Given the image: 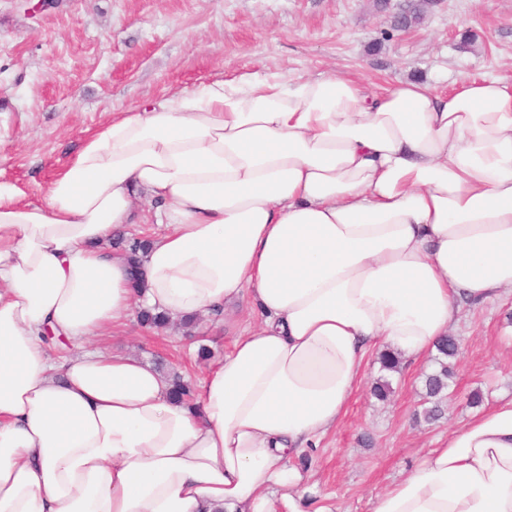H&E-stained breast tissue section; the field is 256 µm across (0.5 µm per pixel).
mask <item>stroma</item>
Instances as JSON below:
<instances>
[{"mask_svg": "<svg viewBox=\"0 0 512 512\" xmlns=\"http://www.w3.org/2000/svg\"><path fill=\"white\" fill-rule=\"evenodd\" d=\"M406 0H54L30 14L0 0V181L40 203L55 175L109 113L240 74L293 80L343 76L368 89L421 81L452 89L464 77L512 81V0H431L419 23L395 28ZM463 342L452 362L445 413L422 415L424 360L392 377L393 393L372 394L375 356L347 414L320 441L310 464L289 461L306 478L311 512H370L371 499L411 472L450 429L483 405L512 398V298L463 307ZM232 341L200 318L194 332L176 323L93 340L109 354L161 358L190 381ZM211 351L198 358L199 347Z\"/></svg>", "mask_w": 512, "mask_h": 512, "instance_id": "stroma-1", "label": "stroma"}]
</instances>
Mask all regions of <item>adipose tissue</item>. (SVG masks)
I'll return each mask as SVG.
<instances>
[{
  "mask_svg": "<svg viewBox=\"0 0 512 512\" xmlns=\"http://www.w3.org/2000/svg\"><path fill=\"white\" fill-rule=\"evenodd\" d=\"M149 223L136 292L108 243ZM510 295L503 78L370 91L242 74L115 113L43 203L0 182V512H305L286 459L341 424L371 350L418 362L462 306ZM245 296L259 322L230 323L190 406L151 364L91 346L137 307L220 318ZM371 512H512V399Z\"/></svg>",
  "mask_w": 512,
  "mask_h": 512,
  "instance_id": "1",
  "label": "adipose tissue"
}]
</instances>
